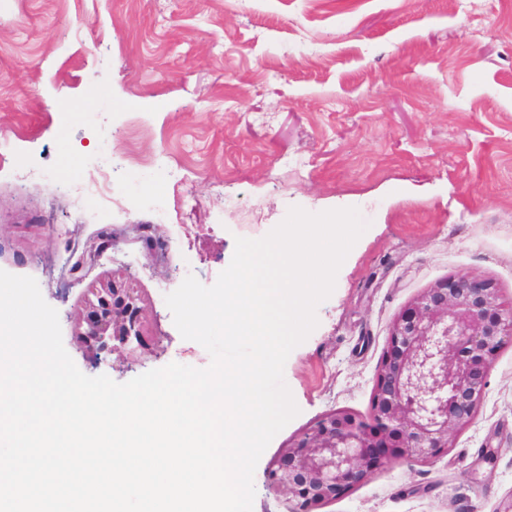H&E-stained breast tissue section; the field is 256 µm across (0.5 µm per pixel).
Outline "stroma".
Segmentation results:
<instances>
[{
	"instance_id": "stroma-1",
	"label": "stroma",
	"mask_w": 512,
	"mask_h": 512,
	"mask_svg": "<svg viewBox=\"0 0 512 512\" xmlns=\"http://www.w3.org/2000/svg\"><path fill=\"white\" fill-rule=\"evenodd\" d=\"M0 0V270L37 280L81 372L127 382L211 358L165 303L213 285L236 237L298 206L367 229L290 353L299 409L262 454L329 410L367 412L393 315L451 274L512 301V0ZM166 200L164 219L142 207ZM111 248L97 250L100 234ZM112 273L146 301L151 353L93 355L71 314ZM322 512H512V348L455 448L397 463Z\"/></svg>"
}]
</instances>
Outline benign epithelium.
Listing matches in <instances>:
<instances>
[{
  "label": "benign epithelium",
  "mask_w": 512,
  "mask_h": 512,
  "mask_svg": "<svg viewBox=\"0 0 512 512\" xmlns=\"http://www.w3.org/2000/svg\"><path fill=\"white\" fill-rule=\"evenodd\" d=\"M73 313L78 343L147 353L146 305L131 283L106 276ZM512 345V303L491 278L453 274L393 317L367 413L333 409L281 449L267 486L286 512H320L395 463H430L456 447L479 413L489 373Z\"/></svg>",
  "instance_id": "1"
}]
</instances>
